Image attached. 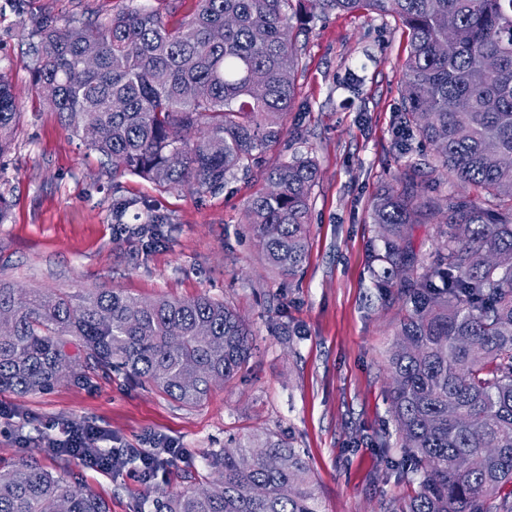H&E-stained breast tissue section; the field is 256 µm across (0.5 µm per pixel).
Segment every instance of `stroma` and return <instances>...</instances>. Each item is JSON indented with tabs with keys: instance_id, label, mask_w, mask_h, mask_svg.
<instances>
[{
	"instance_id": "stroma-1",
	"label": "stroma",
	"mask_w": 512,
	"mask_h": 512,
	"mask_svg": "<svg viewBox=\"0 0 512 512\" xmlns=\"http://www.w3.org/2000/svg\"><path fill=\"white\" fill-rule=\"evenodd\" d=\"M120 5L0 0V70L20 100L13 148L0 157V195L11 203L0 223V281L72 294L118 288L144 299L207 295L246 317L253 355L192 408L126 375L86 367L48 392L2 393L15 415L0 418V467L40 457L48 424L87 420L122 443L149 433L176 440L185 455L156 486L177 489L187 475L208 476L211 449L272 433L304 452L323 512H382L388 498L412 492L379 479L376 441L393 426L385 364L403 310L396 292L381 294L370 271L371 251L381 245L371 201L418 157L416 138L399 134L405 31L376 14L311 19L298 42V108L283 142L259 167L228 177L223 190L199 195L113 176L31 91L25 18L45 11L94 20ZM295 154L314 157L319 179L304 273L291 281L262 263L244 212L265 186V169ZM117 199L147 202L168 217L164 243L146 247L114 224ZM283 327L288 335H280ZM55 469L105 499L110 512H153L130 474L98 473L71 460Z\"/></svg>"
}]
</instances>
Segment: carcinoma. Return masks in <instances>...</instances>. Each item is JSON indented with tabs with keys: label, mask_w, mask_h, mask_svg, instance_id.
I'll use <instances>...</instances> for the list:
<instances>
[{
	"label": "carcinoma",
	"mask_w": 512,
	"mask_h": 512,
	"mask_svg": "<svg viewBox=\"0 0 512 512\" xmlns=\"http://www.w3.org/2000/svg\"><path fill=\"white\" fill-rule=\"evenodd\" d=\"M132 2L94 23L29 16L32 88L112 163V176L198 193L224 187L287 133L308 4L390 16L407 32L399 126L418 132L432 161L407 162L370 217L384 243L371 260L396 279L406 307L386 367L396 442L379 453L417 490L383 512H512V162L503 161L512 159V0H197L175 27ZM87 54L98 67L70 81ZM18 115L0 71V157ZM318 177L312 158L284 159L246 207L259 255L281 276L303 269ZM429 177L448 193L426 195ZM112 218L163 240L167 219L145 202L117 200ZM430 221L440 240L420 257L410 231ZM1 309L13 330L0 334V392L47 391L83 362L195 407L253 350L246 319L207 296L147 301L116 288L77 296L0 282ZM207 467L211 480L155 493L154 512H322L308 461L274 434L214 448ZM0 512L109 507L22 459L0 469Z\"/></svg>",
	"instance_id": "cac0c4a2"
}]
</instances>
